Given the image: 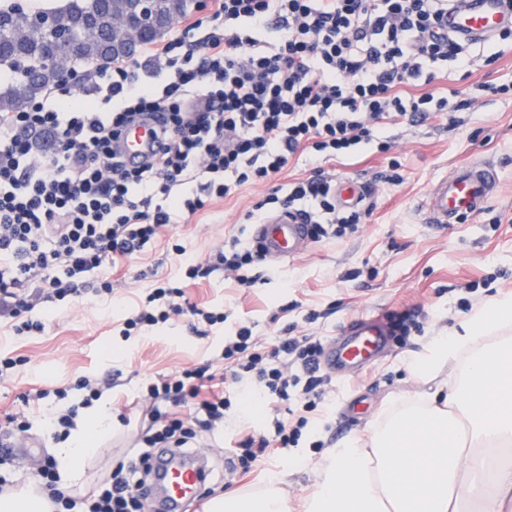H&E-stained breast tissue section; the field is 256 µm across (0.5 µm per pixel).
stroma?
<instances>
[{"mask_svg":"<svg viewBox=\"0 0 512 512\" xmlns=\"http://www.w3.org/2000/svg\"><path fill=\"white\" fill-rule=\"evenodd\" d=\"M510 82L512 47L504 48L493 64L466 72L440 71L428 89L439 96L464 91L472 100L464 125L449 124L444 114L419 126L392 125L386 130L389 152L368 145L325 163L330 176L352 173L370 184L372 216L351 236L311 242L302 254L280 264L270 283L242 288L234 277L216 271L187 288L190 301L227 317L208 336L193 335L181 321L130 340L121 337L120 329L126 312L139 304L149 286L144 271L180 279L173 243L184 245L188 257L202 261L222 249L229 237L250 241L253 222L248 214L272 184L246 185L225 199L206 198L202 209L174 226L171 237L123 263L112 278L114 302L87 293L66 304L46 305L44 332L30 336L12 337L8 326L0 324V354L29 359L13 377L0 381V425L7 415H20L30 426V441L39 443L42 453L54 454L59 443L49 427L47 401L27 404L24 395L63 387L81 377L111 380L101 402L112 415V433L97 453L85 459L80 479L64 487L71 494L86 493L119 461L135 455L144 378L217 357L225 336L239 325L251 326L255 335L267 339L285 335L291 327L296 335L327 340L346 320L377 308L417 315L421 331L393 341L388 355L370 371L337 384L312 412L313 424L304 430L298 446L266 458L258 476L232 474L224 459L235 447L237 430L266 421L264 409L252 413L248 400L235 401L223 428L200 441L214 468L210 486L215 495L261 493L277 473L285 476L283 488L290 502L310 494L314 471L329 448L347 436L367 435L376 418L434 392L439 380L462 370L457 363L440 372L438 379L417 380L407 371L410 353L423 351L434 337L456 327L467 317L468 307L512 295V96L489 91L490 86ZM476 155L494 161L497 193L448 229L428 227L417 212L418 202L433 182ZM393 160L399 162L403 176L398 185L383 179ZM312 309L321 314L314 323L305 319Z\"/></svg>","mask_w":512,"mask_h":512,"instance_id":"stroma-1","label":"stroma"}]
</instances>
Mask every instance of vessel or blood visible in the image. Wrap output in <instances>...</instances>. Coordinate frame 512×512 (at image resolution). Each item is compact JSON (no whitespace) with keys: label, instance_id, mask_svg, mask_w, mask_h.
I'll list each match as a JSON object with an SVG mask.
<instances>
[{"label":"vessel or blood","instance_id":"b4317fda","mask_svg":"<svg viewBox=\"0 0 512 512\" xmlns=\"http://www.w3.org/2000/svg\"><path fill=\"white\" fill-rule=\"evenodd\" d=\"M448 14V33L461 41L489 42L512 25V0H457ZM153 137L149 126L126 131L122 150L127 159H138ZM498 173L492 164L471 162L436 181L421 206L424 223L443 228L464 214L482 207L493 195ZM336 194L345 205L358 204L360 181L349 175L336 179ZM252 240L267 259L280 261L301 254L309 241L307 226L293 213L280 212L264 218L253 228ZM391 323L387 318L362 315L344 324L338 336L325 346L322 366L337 381H345L376 365L390 345ZM153 464L158 470V498L166 512H199L207 474L188 453L157 449Z\"/></svg>","mask_w":512,"mask_h":512}]
</instances>
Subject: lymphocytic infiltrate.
Here are the masks:
<instances>
[{"label": "lymphocytic infiltrate", "instance_id": "lymphocytic-infiltrate-1", "mask_svg": "<svg viewBox=\"0 0 512 512\" xmlns=\"http://www.w3.org/2000/svg\"><path fill=\"white\" fill-rule=\"evenodd\" d=\"M448 2L209 0L207 15L185 18L165 41L147 46L143 63L95 70L93 101L62 82L21 111L1 112L0 319L18 336L43 332L35 308L81 296L91 276L96 295L113 299V267L171 233L175 217L203 208V194L226 197L268 181L307 150L336 157L373 143L384 153L385 124H420L465 109L464 99L405 91L429 84L440 65L475 63L469 44L444 28ZM262 31L272 35L265 48L256 38ZM149 121L159 147L128 164L122 135ZM193 182L202 196L176 195ZM259 207L302 212L315 239L355 233L367 216L338 206L334 184L320 171L275 187ZM173 251L190 281L221 268L250 288L263 263L254 244L237 238L204 263L186 258L181 245ZM179 318L201 337L225 315L158 279L121 335ZM321 350L316 336L268 342L243 325L224 340L223 372L209 360L145 378L147 423L137 437L145 450L113 467L84 500L85 512H142L149 449L195 447L199 436L223 426L234 391L254 392L273 411L265 429L241 432L242 473L272 450L298 446L330 383L319 370ZM73 391L78 399H70ZM103 393L98 380L82 377L36 397H56L49 423L64 441ZM185 406L192 420L176 417Z\"/></svg>", "mask_w": 512, "mask_h": 512}]
</instances>
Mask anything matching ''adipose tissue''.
Here are the masks:
<instances>
[{
  "label": "adipose tissue",
  "instance_id": "adipose-tissue-1",
  "mask_svg": "<svg viewBox=\"0 0 512 512\" xmlns=\"http://www.w3.org/2000/svg\"><path fill=\"white\" fill-rule=\"evenodd\" d=\"M509 326L512 296L483 304L464 322V335L435 337L411 355L418 378L460 359L465 366L435 392L391 410L367 438L329 449L316 493L299 508L277 474L261 494L216 499L212 512H512V336L489 339ZM111 428L105 406L88 409L57 451L62 482L79 477Z\"/></svg>",
  "mask_w": 512,
  "mask_h": 512
}]
</instances>
